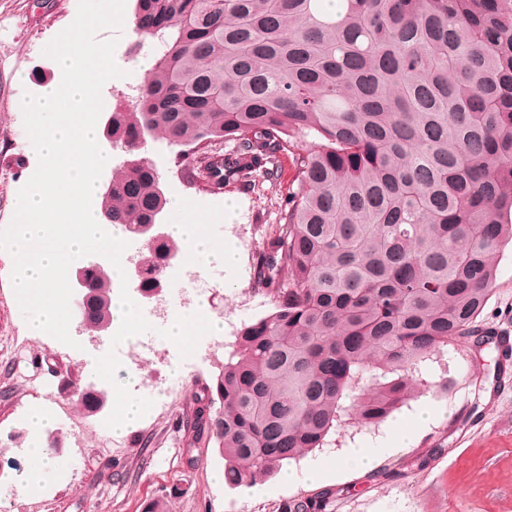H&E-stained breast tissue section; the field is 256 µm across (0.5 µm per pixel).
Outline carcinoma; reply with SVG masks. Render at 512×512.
I'll use <instances>...</instances> for the list:
<instances>
[{"instance_id":"1","label":"carcinoma","mask_w":512,"mask_h":512,"mask_svg":"<svg viewBox=\"0 0 512 512\" xmlns=\"http://www.w3.org/2000/svg\"><path fill=\"white\" fill-rule=\"evenodd\" d=\"M133 24L154 65L111 114L128 154L100 202L112 224L168 203L143 135L195 155L205 191L274 189L289 164L257 267L272 311L238 332L223 408L198 398L188 441L250 485L343 425L383 423L483 310L512 238V0H134ZM91 274L83 309L109 325L112 268Z\"/></svg>"}]
</instances>
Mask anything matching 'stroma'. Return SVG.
<instances>
[{"instance_id": "1", "label": "stroma", "mask_w": 512, "mask_h": 512, "mask_svg": "<svg viewBox=\"0 0 512 512\" xmlns=\"http://www.w3.org/2000/svg\"><path fill=\"white\" fill-rule=\"evenodd\" d=\"M78 0H0V228L12 220L19 190L28 182L37 155L29 139L15 130L23 124L16 105L25 94H38L41 83L57 79L44 47L77 14ZM98 40L116 39L114 57L125 60L123 80L106 82L102 98L109 108L126 109L131 87L145 74L151 44L132 51L136 39L131 16L121 28H106ZM151 160L166 186L169 200L164 224L191 218L212 223L234 200L237 217L225 225L223 238L234 241L237 264L204 307L214 318L232 314L236 325L257 318L243 306L245 297L265 299L257 284V262L268 226L277 223V194L230 185L218 193L196 190L185 172L193 155L157 139L140 151ZM13 259L0 251V512H143L153 499H164L169 512H279L284 500L322 496L324 512H512V382L500 383L499 357L494 345L477 348L475 340L512 334V241L502 244L493 291L475 322L473 336L457 339L422 363V384L415 398L376 428L346 426L332 434L324 447L290 461L281 473L248 487L229 488L216 481L224 461L216 445L188 447L197 396L213 385L230 348L223 338H211V354L193 362L181 360L177 347L168 349L166 363L139 370L121 367L119 381L133 384L141 373L157 381L185 377L187 385L165 408L153 407L134 426L111 434L108 412L88 414L76 396L85 375L99 356L97 341L79 336V348L53 338L29 335L10 275ZM447 381V394L437 384ZM45 404L58 419L41 433L26 422L30 408ZM432 414L430 423L416 417ZM57 442L59 454L45 476L41 491L16 486L17 467H28L34 443ZM377 451L372 471L349 468V448ZM323 471L320 482L307 481L308 467ZM294 482H287L288 473Z\"/></svg>"}]
</instances>
